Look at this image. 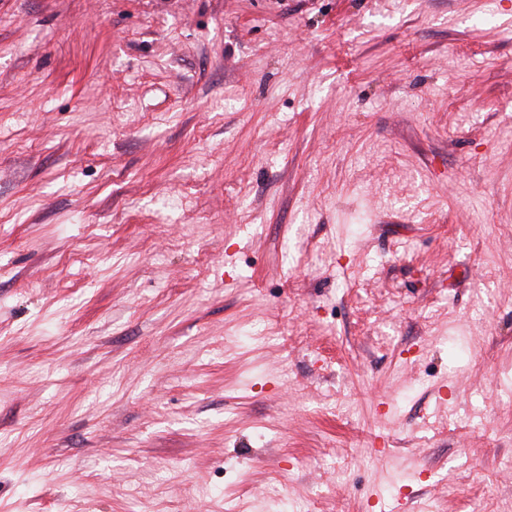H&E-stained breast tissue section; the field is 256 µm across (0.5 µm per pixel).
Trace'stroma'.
Masks as SVG:
<instances>
[{
  "label": "stroma",
  "instance_id": "35a3bbf8",
  "mask_svg": "<svg viewBox=\"0 0 512 512\" xmlns=\"http://www.w3.org/2000/svg\"><path fill=\"white\" fill-rule=\"evenodd\" d=\"M512 0H0V512H512Z\"/></svg>",
  "mask_w": 512,
  "mask_h": 512
}]
</instances>
